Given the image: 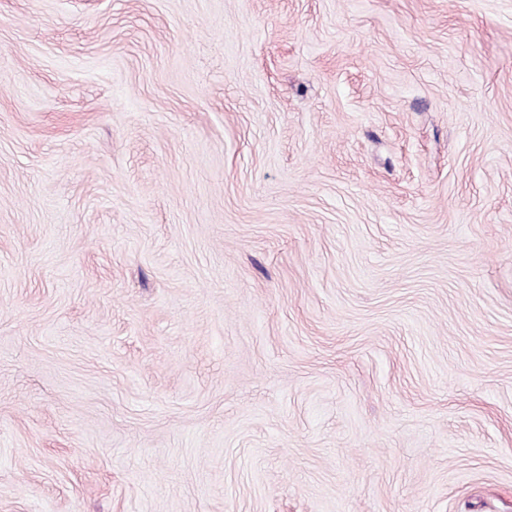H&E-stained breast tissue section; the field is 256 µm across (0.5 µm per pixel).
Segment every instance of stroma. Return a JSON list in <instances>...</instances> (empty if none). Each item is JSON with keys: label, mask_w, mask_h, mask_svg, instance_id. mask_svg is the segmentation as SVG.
Returning a JSON list of instances; mask_svg holds the SVG:
<instances>
[{"label": "stroma", "mask_w": 512, "mask_h": 512, "mask_svg": "<svg viewBox=\"0 0 512 512\" xmlns=\"http://www.w3.org/2000/svg\"><path fill=\"white\" fill-rule=\"evenodd\" d=\"M0 512H512V0H0Z\"/></svg>", "instance_id": "obj_1"}]
</instances>
